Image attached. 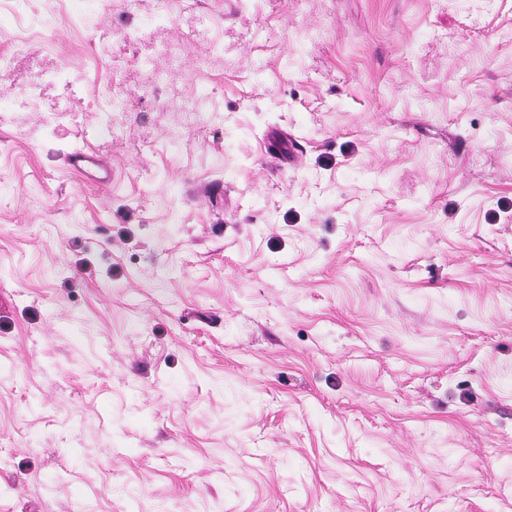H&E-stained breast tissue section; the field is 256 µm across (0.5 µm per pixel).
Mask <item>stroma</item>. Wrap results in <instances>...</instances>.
Segmentation results:
<instances>
[{
  "mask_svg": "<svg viewBox=\"0 0 512 512\" xmlns=\"http://www.w3.org/2000/svg\"><path fill=\"white\" fill-rule=\"evenodd\" d=\"M0 56V512H512V0H0ZM68 160L73 169L91 175L100 185L112 181V168L94 153L75 151L69 154Z\"/></svg>",
  "mask_w": 512,
  "mask_h": 512,
  "instance_id": "obj_1",
  "label": "stroma"
}]
</instances>
